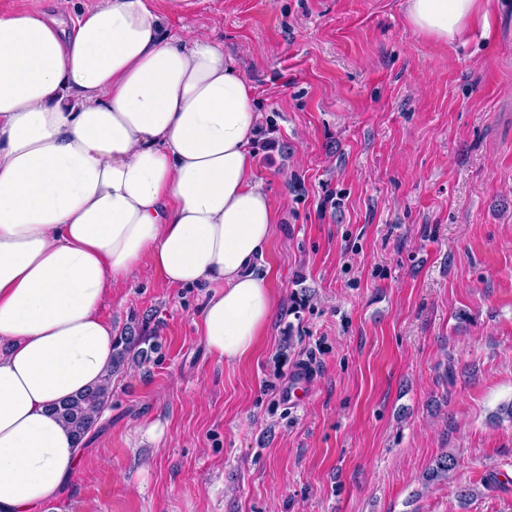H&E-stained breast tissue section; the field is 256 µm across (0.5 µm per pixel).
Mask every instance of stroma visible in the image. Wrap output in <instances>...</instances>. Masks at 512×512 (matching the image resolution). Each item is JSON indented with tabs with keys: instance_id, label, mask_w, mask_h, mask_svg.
I'll use <instances>...</instances> for the list:
<instances>
[{
	"instance_id": "35a3bbf8",
	"label": "stroma",
	"mask_w": 512,
	"mask_h": 512,
	"mask_svg": "<svg viewBox=\"0 0 512 512\" xmlns=\"http://www.w3.org/2000/svg\"><path fill=\"white\" fill-rule=\"evenodd\" d=\"M152 3L254 89L275 313L225 363L202 290L142 264L101 315L158 348L113 377L45 512H512V0L451 44L404 0Z\"/></svg>"
}]
</instances>
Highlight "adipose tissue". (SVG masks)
<instances>
[{
    "label": "adipose tissue",
    "instance_id": "1",
    "mask_svg": "<svg viewBox=\"0 0 512 512\" xmlns=\"http://www.w3.org/2000/svg\"><path fill=\"white\" fill-rule=\"evenodd\" d=\"M491 0H405L417 34H491ZM252 86L223 44L170 38L148 0L0 11V512H43L81 467L55 406L103 381L100 308L150 261L205 289L199 334L233 364L275 298Z\"/></svg>",
    "mask_w": 512,
    "mask_h": 512
}]
</instances>
